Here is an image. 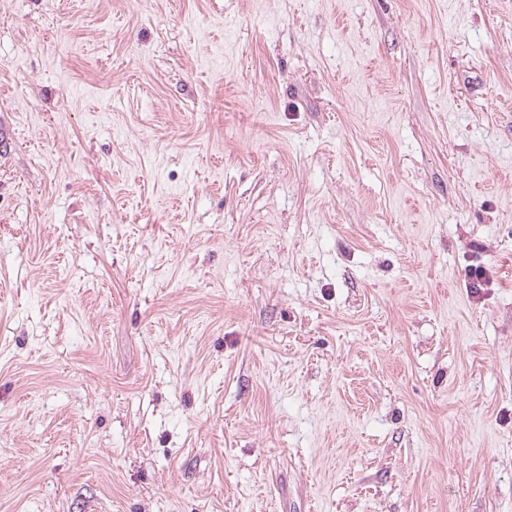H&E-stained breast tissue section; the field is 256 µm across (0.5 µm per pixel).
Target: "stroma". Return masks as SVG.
<instances>
[{
    "instance_id": "obj_1",
    "label": "stroma",
    "mask_w": 512,
    "mask_h": 512,
    "mask_svg": "<svg viewBox=\"0 0 512 512\" xmlns=\"http://www.w3.org/2000/svg\"><path fill=\"white\" fill-rule=\"evenodd\" d=\"M1 124L0 512H512V0H0Z\"/></svg>"
}]
</instances>
